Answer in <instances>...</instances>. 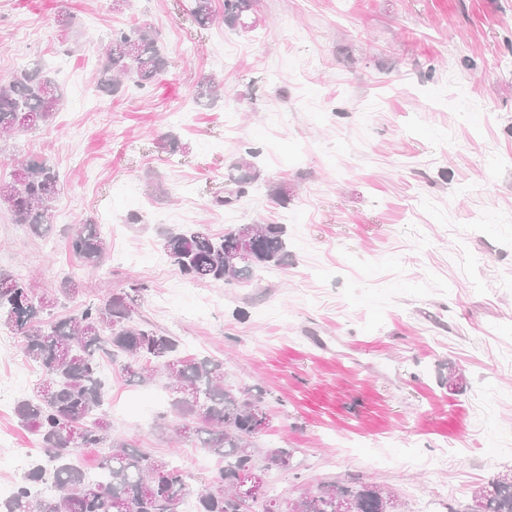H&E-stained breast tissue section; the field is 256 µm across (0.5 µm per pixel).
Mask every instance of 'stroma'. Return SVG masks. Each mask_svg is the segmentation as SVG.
<instances>
[{
	"mask_svg": "<svg viewBox=\"0 0 512 512\" xmlns=\"http://www.w3.org/2000/svg\"><path fill=\"white\" fill-rule=\"evenodd\" d=\"M190 5L0 0V84L38 63L66 92L53 125L0 140V161L46 157L63 184L49 236L0 210V271L36 276L43 293L78 274L81 294L54 319L144 283L143 320L265 391L258 446L297 451L293 470L268 473L283 497L355 476L403 512L438 491L463 512L512 471V0H259L245 32L199 28ZM135 25L155 28L168 67L106 95L104 47ZM212 76L224 96L196 103ZM246 155L257 185L214 206ZM89 222L107 249L87 274L64 231ZM256 222L286 226L288 263L252 281L187 283L155 261L165 228ZM101 371L114 432L181 460L190 494L202 490L198 448L159 425V382L130 383L107 360ZM0 429L17 458L0 484L16 486L34 437L11 410Z\"/></svg>",
	"mask_w": 512,
	"mask_h": 512,
	"instance_id": "obj_1",
	"label": "stroma"
}]
</instances>
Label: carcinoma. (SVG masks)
<instances>
[{
	"mask_svg": "<svg viewBox=\"0 0 512 512\" xmlns=\"http://www.w3.org/2000/svg\"><path fill=\"white\" fill-rule=\"evenodd\" d=\"M257 0H192L190 14L206 28L217 19L231 29H250ZM167 67L157 32L143 25L112 33L97 85L117 95L130 81L141 88L154 84ZM224 88L212 79L198 86L195 99L212 101ZM64 98L63 89L36 64L0 86V134L25 130L27 115L35 124L54 121ZM224 194L213 197L218 206L239 201L260 178L255 163L241 159L232 167ZM59 191V175L48 160L30 157L10 177L0 178V209L16 224L44 237L56 227L52 201ZM162 248L180 272L199 282H248L261 268L288 262L287 231L282 224H239L215 237L204 224L168 228ZM70 251L87 268L101 266L107 242L96 224H80L67 231ZM246 246L249 259L231 271L224 254ZM146 287L132 282L98 303L83 305L78 314L44 324L42 315L55 297L38 293L32 280L0 273V327L22 337L26 358L42 377L30 397L18 401L20 424L39 436L40 456L33 459L23 482L0 512H169L172 498H183L187 472L164 458H155L134 441L112 432L104 411L107 390L100 360L123 355L129 381H162L171 399L172 418L166 426L180 439L195 443L215 459L208 485L197 496L195 512H247L239 500L242 476L275 468L293 467V450L275 445L257 450L261 434L254 408L265 406L261 387L226 383L224 363L209 357L180 354L174 336L154 330L137 317L138 300ZM79 448H107L100 470L105 481L89 479L84 470L67 462ZM50 484L49 498L33 494ZM390 493L374 482L347 479L322 482L295 499L293 512H338L350 502L352 512H387ZM467 512H512V473L500 474L474 491Z\"/></svg>",
	"mask_w": 512,
	"mask_h": 512,
	"instance_id": "1",
	"label": "carcinoma"
}]
</instances>
